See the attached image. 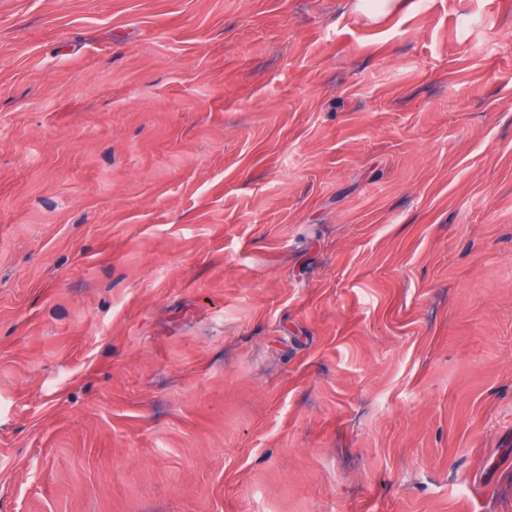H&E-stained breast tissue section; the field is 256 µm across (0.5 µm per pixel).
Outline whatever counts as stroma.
I'll list each match as a JSON object with an SVG mask.
<instances>
[{
    "label": "stroma",
    "mask_w": 512,
    "mask_h": 512,
    "mask_svg": "<svg viewBox=\"0 0 512 512\" xmlns=\"http://www.w3.org/2000/svg\"><path fill=\"white\" fill-rule=\"evenodd\" d=\"M0 512H512V0H0Z\"/></svg>",
    "instance_id": "stroma-1"
}]
</instances>
